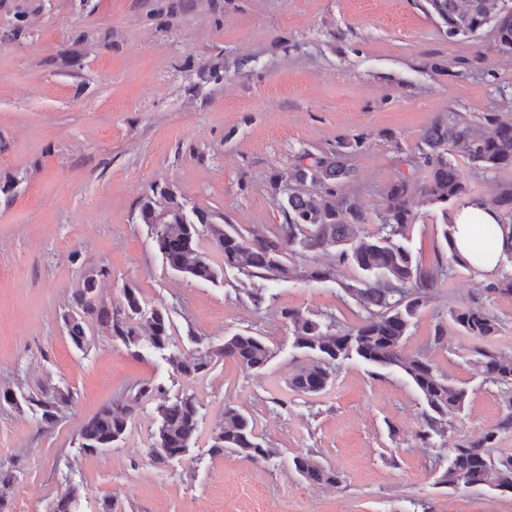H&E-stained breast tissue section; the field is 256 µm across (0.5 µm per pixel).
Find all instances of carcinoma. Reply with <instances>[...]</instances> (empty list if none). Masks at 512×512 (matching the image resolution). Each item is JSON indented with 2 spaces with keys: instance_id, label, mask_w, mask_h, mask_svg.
Returning <instances> with one entry per match:
<instances>
[{
  "instance_id": "1",
  "label": "carcinoma",
  "mask_w": 512,
  "mask_h": 512,
  "mask_svg": "<svg viewBox=\"0 0 512 512\" xmlns=\"http://www.w3.org/2000/svg\"><path fill=\"white\" fill-rule=\"evenodd\" d=\"M425 3L427 11L446 25L448 37L472 38L491 25L498 45L512 50V0ZM423 144L419 161L423 181L413 184L404 176L397 178L386 191V208L379 224L364 237L357 230L363 223L360 203L340 193L352 179L347 159L362 148L359 136L321 155L300 154L286 179L279 173L271 176L270 188L282 198L284 223L274 225L266 234H245L232 224H215L206 213L187 208L172 190L159 186L140 202V219L150 228L165 265L200 282L216 281L225 267L246 278L261 275L271 281L300 277L327 282L336 276L334 267L313 262L298 268L291 258L344 246L337 255L338 263L354 264L363 277L343 289L366 316L360 324L343 329L333 318L323 322L301 309L282 311L292 346L310 357V362L289 378L288 388L299 394H319L331 384L332 369L353 358L379 368H395L410 380L424 402L426 430L418 438L428 445L448 426V418L464 408L468 392L450 382L433 363L403 350L411 320L445 273L439 259L429 266L419 263L407 245V230L416 218V197L446 205L468 194L464 174L448 159L452 150L462 151L472 166L483 171L512 168V122L500 119L496 112H486L483 130L475 134L467 122L452 114L426 129ZM486 204L499 214L501 226L512 229V184L499 187ZM205 237L210 240L209 249L201 244ZM215 254L224 266L215 263ZM105 275V270L87 275L71 291L65 328L71 344L79 350L88 342L90 322L97 320L126 346L164 354L173 372L185 378L207 375L221 358H229L247 371H260L273 357L264 337L247 332L225 336L216 349H198L189 355L175 351L169 309L145 306L131 286L122 288L118 301L106 307L94 292L98 277ZM451 317L461 334L472 340L485 341L501 329L500 320L479 304L457 308ZM473 352L485 379L506 387L503 418L498 428L452 449L448 467L436 484L447 488L481 485L512 494V453L494 457L488 452L498 432L512 430V354L478 345ZM145 401L155 403L154 428L149 432L151 459L165 464L185 457L200 433L201 404L192 394L168 399L162 386L150 381L134 385L88 418L78 431L79 447L89 452L114 447L124 438L136 408ZM70 402V391L59 387H45L35 396L0 389L1 405L17 410L25 405L37 408L44 430L54 425L58 413ZM209 451L215 455L230 451L253 463L268 462L276 455L256 433L254 419L230 401L224 403L220 420L211 430ZM291 466L309 484L341 483L339 472L307 452L294 455Z\"/></svg>"
}]
</instances>
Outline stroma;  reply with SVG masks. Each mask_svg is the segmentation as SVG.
I'll return each instance as SVG.
<instances>
[{"label": "stroma", "instance_id": "obj_1", "mask_svg": "<svg viewBox=\"0 0 512 512\" xmlns=\"http://www.w3.org/2000/svg\"><path fill=\"white\" fill-rule=\"evenodd\" d=\"M451 112L476 129L486 112L512 121V52L489 28L448 37L424 0H0V387L73 393L46 431L38 412L0 406V467L15 476L5 512H51L72 491L73 512L106 502L119 512H512V497L491 488L436 484L451 449L502 417L499 387L451 318L479 302L503 322L487 347L512 353V295L486 292L488 276L452 265L404 342L406 354L468 391L464 410L425 447L423 402L399 371L353 359L319 395L288 388L308 358L292 347L282 310L359 324L342 289L360 278L356 267L339 266L324 283L245 285L229 268L197 282L166 267L139 217L141 199L167 186L214 223L266 233L283 221L271 173L360 136L344 190L362 205L360 233L373 232L388 185L421 176L423 134ZM450 160L470 196L512 183L511 168L488 173L459 152ZM458 207L416 203L407 234L424 263L444 246L443 210ZM102 269L101 302L138 288L147 305L169 308L184 353L249 331L273 358L257 372L226 359L187 379L95 323L76 349L63 321L70 293ZM268 285L275 302L254 307L247 287ZM438 323L445 343L427 346ZM143 380L201 403L188 455L150 458V403L116 447L81 450V424ZM228 401L254 418L276 450L271 461L211 454L208 436ZM301 451L336 469L341 484H307L289 465Z\"/></svg>", "mask_w": 512, "mask_h": 512}]
</instances>
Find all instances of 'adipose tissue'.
I'll return each instance as SVG.
<instances>
[{
    "label": "adipose tissue",
    "instance_id": "ef3b65f1",
    "mask_svg": "<svg viewBox=\"0 0 512 512\" xmlns=\"http://www.w3.org/2000/svg\"><path fill=\"white\" fill-rule=\"evenodd\" d=\"M453 240L459 257L473 269L491 274L506 254L512 252V233L486 236L488 227L498 224V214L478 197L468 199L453 215Z\"/></svg>",
    "mask_w": 512,
    "mask_h": 512
}]
</instances>
